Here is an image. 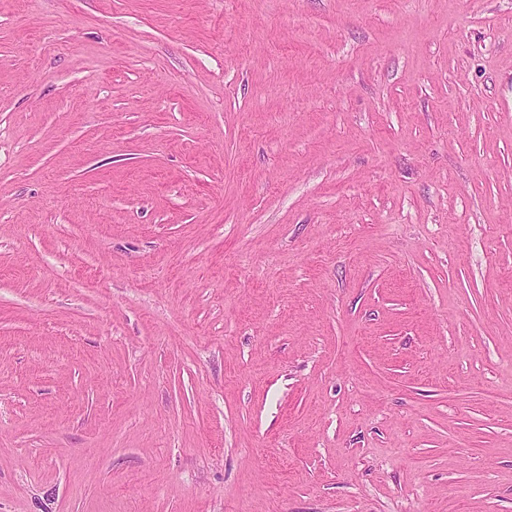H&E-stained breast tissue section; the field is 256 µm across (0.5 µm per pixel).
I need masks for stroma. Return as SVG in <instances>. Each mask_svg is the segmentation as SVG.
Wrapping results in <instances>:
<instances>
[{"label":"stroma","mask_w":512,"mask_h":512,"mask_svg":"<svg viewBox=\"0 0 512 512\" xmlns=\"http://www.w3.org/2000/svg\"><path fill=\"white\" fill-rule=\"evenodd\" d=\"M0 512H512V0H0Z\"/></svg>","instance_id":"35a3bbf8"}]
</instances>
